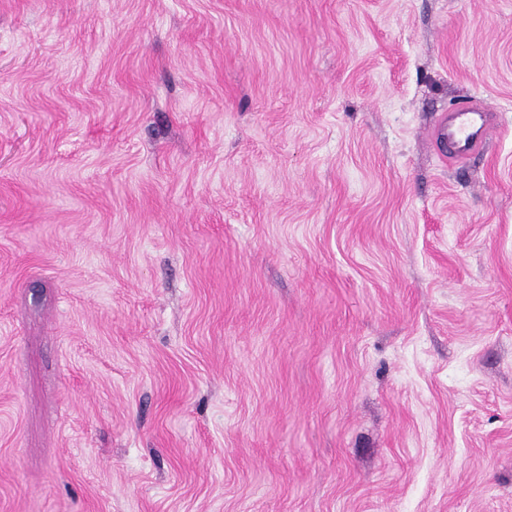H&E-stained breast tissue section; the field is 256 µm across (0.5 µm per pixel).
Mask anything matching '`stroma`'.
<instances>
[{
  "mask_svg": "<svg viewBox=\"0 0 512 512\" xmlns=\"http://www.w3.org/2000/svg\"><path fill=\"white\" fill-rule=\"evenodd\" d=\"M0 512H512V0H0ZM488 112L477 98L456 103L433 128L435 146L439 144L448 159L467 162L484 149L490 126Z\"/></svg>",
  "mask_w": 512,
  "mask_h": 512,
  "instance_id": "35a3bbf8",
  "label": "stroma"
}]
</instances>
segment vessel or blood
Segmentation results:
<instances>
[{"label": "vessel or blood", "mask_w": 512, "mask_h": 512, "mask_svg": "<svg viewBox=\"0 0 512 512\" xmlns=\"http://www.w3.org/2000/svg\"><path fill=\"white\" fill-rule=\"evenodd\" d=\"M489 126L486 107L478 99H467L449 108L432 138L450 160L464 163L482 152Z\"/></svg>", "instance_id": "vessel-or-blood-1"}]
</instances>
